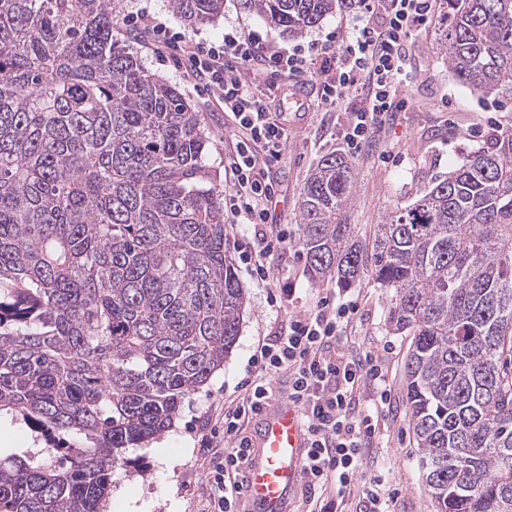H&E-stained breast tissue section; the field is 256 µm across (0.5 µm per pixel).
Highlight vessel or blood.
Wrapping results in <instances>:
<instances>
[{
  "label": "vessel or blood",
  "mask_w": 512,
  "mask_h": 512,
  "mask_svg": "<svg viewBox=\"0 0 512 512\" xmlns=\"http://www.w3.org/2000/svg\"><path fill=\"white\" fill-rule=\"evenodd\" d=\"M253 454L244 472L241 499L249 512H291L310 447L299 408L273 403L252 423Z\"/></svg>",
  "instance_id": "obj_1"
}]
</instances>
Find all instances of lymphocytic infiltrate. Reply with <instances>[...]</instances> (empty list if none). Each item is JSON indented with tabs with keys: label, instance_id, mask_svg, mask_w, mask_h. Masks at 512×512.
I'll list each match as a JSON object with an SVG mask.
<instances>
[{
	"label": "lymphocytic infiltrate",
	"instance_id": "f902f5d3",
	"mask_svg": "<svg viewBox=\"0 0 512 512\" xmlns=\"http://www.w3.org/2000/svg\"><path fill=\"white\" fill-rule=\"evenodd\" d=\"M435 0H357L340 42L324 40L319 64L304 53L269 43L259 34L233 28L222 45L185 41L149 14L135 21L150 31L158 53L175 52L181 68L217 95L241 136L228 161L232 189L224 197V221L251 225L255 242L243 253L253 276L266 280L292 245L287 229L266 231L278 189L267 177L287 139L284 112L256 91L268 73L302 79L318 106L346 112L338 136L352 158H360L404 111L400 95L412 38L427 24ZM361 305L332 294L318 297L304 315L290 318L253 355V370L241 393L224 403V428L204 437L223 438L221 455L210 461L206 512H241L240 479L250 456L245 430L275 396L273 381L288 376V397L302 411L310 448L302 477V497L310 512H334L355 485H362L370 512H392L394 494H383L384 478L369 470V451L380 421L393 407L384 360L371 349L352 346L347 334L361 321Z\"/></svg>",
	"mask_w": 512,
	"mask_h": 512
}]
</instances>
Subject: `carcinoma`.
Wrapping results in <instances>:
<instances>
[{
    "label": "carcinoma",
    "mask_w": 512,
    "mask_h": 512,
    "mask_svg": "<svg viewBox=\"0 0 512 512\" xmlns=\"http://www.w3.org/2000/svg\"><path fill=\"white\" fill-rule=\"evenodd\" d=\"M238 2L288 35L336 11ZM444 4L448 69L512 96V0ZM170 6L190 26L224 12ZM113 27L112 0H0V415L48 444L0 456V512H104L126 449L171 427L239 335L209 137ZM355 180L332 152L303 186L309 275L393 291L433 512H512V133L364 235ZM74 432L84 445L60 441Z\"/></svg>",
    "instance_id": "cac0c4a2"
}]
</instances>
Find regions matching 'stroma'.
Segmentation results:
<instances>
[{"label": "stroma", "mask_w": 512, "mask_h": 512, "mask_svg": "<svg viewBox=\"0 0 512 512\" xmlns=\"http://www.w3.org/2000/svg\"><path fill=\"white\" fill-rule=\"evenodd\" d=\"M114 8L119 39L150 73L175 85L192 101L210 139L208 163L220 171V182L225 186L230 177L223 168L237 139L233 122L212 94L196 86L172 58L154 54L152 35L132 27L133 14L150 12L188 39L218 43L225 29L235 25L278 46H298L307 51L315 40L328 34L343 35L353 12L350 0H344L320 24L287 36L270 29L258 16L242 12L237 0H224V13L216 22L193 29L175 15L168 0H114ZM441 22V14H434L426 31L411 46L414 64L401 89L408 101L406 110L397 113L376 150L355 163L356 185L348 221L360 228L379 223L395 207L413 203L432 179L447 175L484 147L495 128L512 129V99L479 98L449 71L436 47ZM261 89L288 119V138L281 157L268 170L279 191V202L269 221L287 225L296 238L300 235L298 201L302 188L323 155L341 151L336 131L346 116L318 107L313 96L297 97L291 80L278 74L267 75ZM236 270L247 303L233 349L207 385L185 398L169 430L142 447L127 450L129 471L119 474L108 512H201L209 471L202 437L214 427L217 409L233 397L259 340L278 331L289 318L307 313L323 289L336 286L330 279L311 283L301 256L283 261L274 280L265 284L251 279L244 265H237ZM284 286L292 290L290 300L279 306L268 304L269 293ZM347 295L359 299L364 309V318L354 331L356 343L376 350L385 345L392 348L384 369L392 388L393 409L380 422L369 464L385 475L386 489L397 490L394 512H431L406 403L405 364L412 339L397 333L390 323L394 305L391 290L364 281L350 286Z\"/></svg>", "instance_id": "stroma-1"}]
</instances>
